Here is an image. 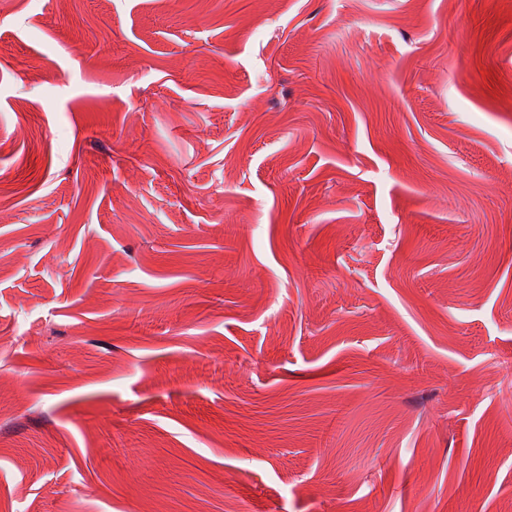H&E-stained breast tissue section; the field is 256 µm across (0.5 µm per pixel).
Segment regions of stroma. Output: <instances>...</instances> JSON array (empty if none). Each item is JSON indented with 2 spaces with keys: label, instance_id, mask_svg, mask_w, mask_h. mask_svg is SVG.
Wrapping results in <instances>:
<instances>
[{
  "label": "stroma",
  "instance_id": "35a3bbf8",
  "mask_svg": "<svg viewBox=\"0 0 512 512\" xmlns=\"http://www.w3.org/2000/svg\"><path fill=\"white\" fill-rule=\"evenodd\" d=\"M0 512H512V0H0Z\"/></svg>",
  "mask_w": 512,
  "mask_h": 512
}]
</instances>
